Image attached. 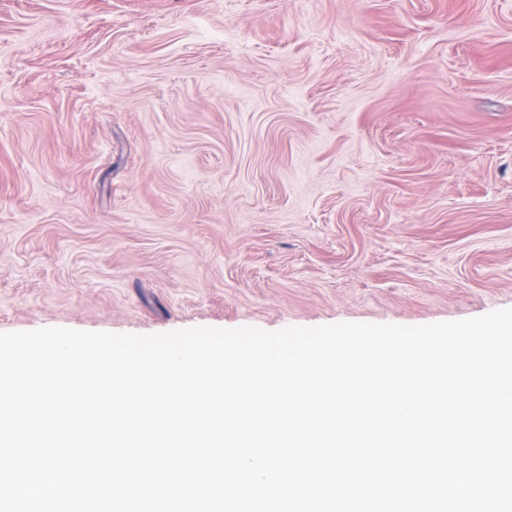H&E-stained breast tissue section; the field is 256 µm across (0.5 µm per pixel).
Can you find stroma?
I'll return each instance as SVG.
<instances>
[{"label": "stroma", "instance_id": "1", "mask_svg": "<svg viewBox=\"0 0 512 512\" xmlns=\"http://www.w3.org/2000/svg\"><path fill=\"white\" fill-rule=\"evenodd\" d=\"M512 307V0H0V332Z\"/></svg>", "mask_w": 512, "mask_h": 512}]
</instances>
